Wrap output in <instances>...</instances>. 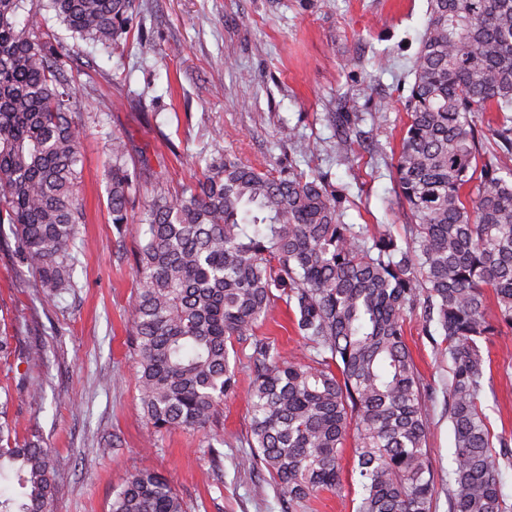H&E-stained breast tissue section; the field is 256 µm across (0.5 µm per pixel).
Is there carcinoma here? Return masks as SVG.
<instances>
[{"instance_id": "carcinoma-1", "label": "carcinoma", "mask_w": 512, "mask_h": 512, "mask_svg": "<svg viewBox=\"0 0 512 512\" xmlns=\"http://www.w3.org/2000/svg\"><path fill=\"white\" fill-rule=\"evenodd\" d=\"M135 0H0V224L13 225L33 287L48 298L74 287L72 247L86 222L71 79L38 12L74 37L118 44ZM395 163L412 219L398 241L341 220L343 196L321 178L273 175L226 155L182 192L142 183L126 140L113 135L108 210L117 231L144 193L130 310L144 415L155 433L204 427L253 368L251 448L282 496L301 502L339 487L348 438L357 450L356 512H433L427 386L405 341L422 305L425 329L451 362L453 430L448 512H512L481 408L483 344L512 331V168L481 158L476 113L512 152V0H427ZM496 316H487V292ZM282 299L317 357L293 362L254 328ZM13 337L0 331V364ZM11 393L0 390V476L15 470L23 500L0 489V512H52L53 453L16 436ZM111 512H187L168 479L127 476Z\"/></svg>"}]
</instances>
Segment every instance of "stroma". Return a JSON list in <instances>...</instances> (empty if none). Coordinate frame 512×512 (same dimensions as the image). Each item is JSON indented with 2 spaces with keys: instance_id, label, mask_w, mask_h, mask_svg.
<instances>
[{
  "instance_id": "1",
  "label": "stroma",
  "mask_w": 512,
  "mask_h": 512,
  "mask_svg": "<svg viewBox=\"0 0 512 512\" xmlns=\"http://www.w3.org/2000/svg\"><path fill=\"white\" fill-rule=\"evenodd\" d=\"M426 10L427 0H136L129 38L110 47L78 40L53 13L40 14L75 80L87 222L72 248L75 286L53 300L33 288L12 225L0 224V319L21 347L44 349L39 365L15 360L0 385L11 388L19 438L38 430L53 451V512H109L126 475L143 468L167 477L188 512H355L354 442L339 459V489L290 507L266 469L240 466L248 365L204 429L149 438L128 323L135 268L116 254L141 238L139 209L131 207L128 224L116 230L104 170L115 134L127 140L142 180L161 177L176 190L228 155L277 175L294 168L345 195V223L402 235L407 210L393 164ZM288 126L318 141L319 152L304 155L283 142ZM342 135L351 147L340 154ZM256 334L288 359L314 355L284 301ZM405 339L428 386L435 512H448L449 363L427 336L421 310L408 313ZM488 348L481 407L492 436H512V331Z\"/></svg>"
}]
</instances>
